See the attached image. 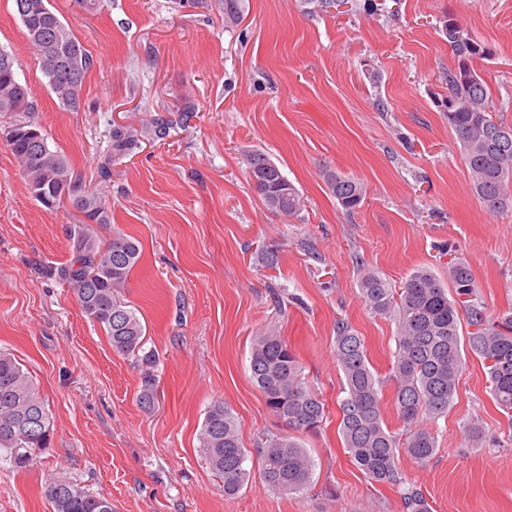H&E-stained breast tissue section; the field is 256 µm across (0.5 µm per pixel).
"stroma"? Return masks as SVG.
<instances>
[{"label": "stroma", "mask_w": 512, "mask_h": 512, "mask_svg": "<svg viewBox=\"0 0 512 512\" xmlns=\"http://www.w3.org/2000/svg\"><path fill=\"white\" fill-rule=\"evenodd\" d=\"M92 55L81 108L52 97L12 0H0V49L32 88L52 149L112 208L102 239L120 229L143 256L123 295L156 354L158 400L140 408L141 369L113 352L56 269L72 258L70 206L47 210L29 193L0 140V349L33 377L53 422L37 465L19 470L0 450V512H52L45 488L66 473L113 512H404L400 497L372 485L346 457L337 402L344 377L335 322L364 336L386 385L384 419L404 426L387 382L396 323L367 313L358 264L400 285L419 267L468 264L490 313L512 307V210L488 212L473 195L460 143L438 102L454 63L442 32L453 16L492 48L474 67L497 114L512 124V0H383L374 14H306L302 0H243L224 26L219 0H50ZM195 112L163 139L146 134L184 101ZM143 134L101 181L113 124ZM269 155L297 187V217L266 210L244 150ZM335 170L363 181L360 208L345 212L324 182ZM450 247L451 257L441 256ZM275 250L276 268L261 255ZM298 353L308 386L329 415L305 445L312 487L269 490L259 474L233 498L201 457L204 413L221 400L246 448L281 431L249 375L250 338L269 326ZM479 421L481 441L466 440ZM438 452L400 467L431 512H512V419L489 393L486 369L468 356L453 407L432 422Z\"/></svg>", "instance_id": "stroma-1"}]
</instances>
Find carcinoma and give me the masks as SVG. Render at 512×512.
Listing matches in <instances>:
<instances>
[{"mask_svg":"<svg viewBox=\"0 0 512 512\" xmlns=\"http://www.w3.org/2000/svg\"><path fill=\"white\" fill-rule=\"evenodd\" d=\"M31 9L21 19L28 45L48 80L51 93L70 112L81 107V95L93 58L72 29L53 11L50 0H29ZM329 11L351 4L352 12H376L377 0H307ZM242 0H224V27L237 26ZM443 33L455 63L444 75L448 95L440 107L455 131L471 187L490 211L512 207V125L497 118L491 88L479 75L473 60L490 56L486 43L474 38L453 17L444 20ZM195 105L184 103L180 115L158 114L151 119V134L168 136L185 125ZM34 92L19 82L15 67H0V117L10 119L5 132L14 133L7 146L14 156L32 197L49 210L69 200L83 221L72 238V259L60 270V279L72 290L82 311L102 327L112 350L134 356L143 366L138 395L141 408L155 407L157 387L150 368L155 354L143 352L144 329L135 312L122 299L132 270L140 259L135 241L120 232L103 241L87 232V225L111 224L104 197L86 188L70 160L47 145L33 154L27 130L40 129ZM132 125L112 126L111 157H121L138 144ZM253 186L266 208L294 217L303 198L279 166L260 151L246 152ZM326 186L347 211L359 207L367 195L361 180L337 171L325 173ZM279 198L271 206L268 198ZM359 293L374 316L394 317L396 350L389 380L393 401L404 424L392 432L382 410L384 380L375 372L364 339L348 320L336 319L334 352L344 376V397L338 404L339 431L351 461L370 482L386 485L399 494L406 512H429L422 492L410 484L399 468L406 456L420 468L436 456L438 441L423 420H437L453 407L464 368V355L480 358L487 369L489 392L506 414L512 412V308L495 317L478 296L470 267L448 261L447 278L427 267L416 269L399 288L374 268L361 265ZM466 319L465 339H460L461 319ZM250 378L267 409L283 423L285 431L270 433L256 448L243 446L240 426L231 408L213 402L205 411L198 434L199 452L222 481L224 496L237 495L248 483V460L255 459L266 487L278 493L300 492L311 486L315 463L299 435L315 432L326 419L327 406L306 386L303 366L276 327L254 336L250 346ZM53 430L44 398L32 377L13 353L0 349V450L19 469L32 466L42 449L49 447ZM46 492L53 512H112V502L85 491L64 475L49 479Z\"/></svg>","mask_w":512,"mask_h":512,"instance_id":"1","label":"carcinoma"}]
</instances>
